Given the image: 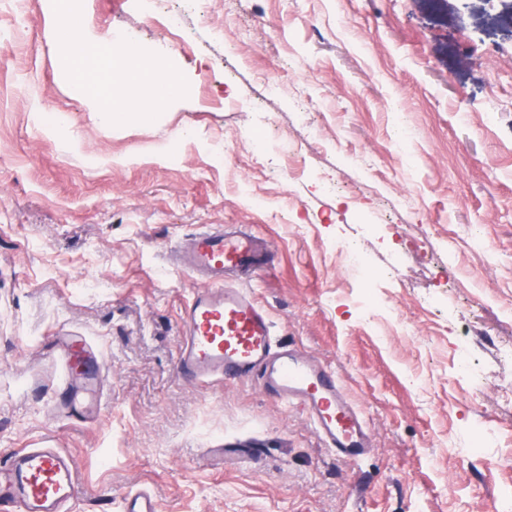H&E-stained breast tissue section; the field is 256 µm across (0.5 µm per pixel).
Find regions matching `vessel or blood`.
<instances>
[{
    "mask_svg": "<svg viewBox=\"0 0 512 512\" xmlns=\"http://www.w3.org/2000/svg\"><path fill=\"white\" fill-rule=\"evenodd\" d=\"M171 254L178 268L202 282L181 314L179 376L194 384L256 379L264 392L302 411L337 458L360 461L370 448V429L335 368L279 344L254 294L224 283L229 272L256 275L267 269L261 238L242 228L204 225ZM62 349L66 373L100 379L103 358L85 337L64 339ZM98 409L96 401L74 395L61 413L71 419ZM81 493L78 465L62 449L15 448L0 463V512H70ZM120 512H158L156 498L147 488L128 491Z\"/></svg>",
    "mask_w": 512,
    "mask_h": 512,
    "instance_id": "vessel-or-blood-1",
    "label": "vessel or blood"
}]
</instances>
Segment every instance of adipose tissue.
I'll return each instance as SVG.
<instances>
[{
  "instance_id": "ef3b65f1",
  "label": "adipose tissue",
  "mask_w": 512,
  "mask_h": 512,
  "mask_svg": "<svg viewBox=\"0 0 512 512\" xmlns=\"http://www.w3.org/2000/svg\"><path fill=\"white\" fill-rule=\"evenodd\" d=\"M55 11L65 23L61 43L68 62L100 77L87 95L102 124L125 121L132 113L141 119L152 118L180 97L181 79L167 77L156 61L130 46L95 40L82 0H56ZM135 84L150 88L147 103L133 101L130 88Z\"/></svg>"
}]
</instances>
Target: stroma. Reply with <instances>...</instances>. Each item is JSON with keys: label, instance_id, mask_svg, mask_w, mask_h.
<instances>
[{"label": "stroma", "instance_id": "stroma-1", "mask_svg": "<svg viewBox=\"0 0 512 512\" xmlns=\"http://www.w3.org/2000/svg\"><path fill=\"white\" fill-rule=\"evenodd\" d=\"M86 8L95 36L131 32L189 92L105 128L50 0H0V460L71 454V512H118L142 487L160 512H512V0H202L187 54L130 0ZM261 126L272 156L299 148L301 175L251 172ZM204 224L266 238L255 296L364 412L360 463L255 380L180 379V310L200 283L166 257ZM423 231L428 255L403 253ZM345 243L383 272L382 317L366 320ZM70 333L110 370L84 422L54 412L69 393L54 339ZM464 340L479 379L457 369Z\"/></svg>", "mask_w": 512, "mask_h": 512}]
</instances>
